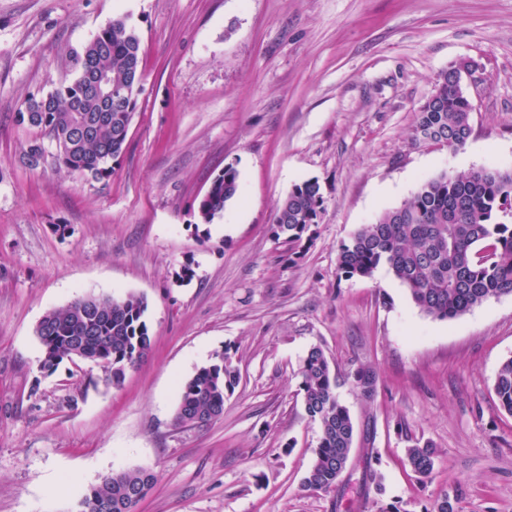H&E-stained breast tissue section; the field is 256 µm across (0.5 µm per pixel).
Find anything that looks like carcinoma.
<instances>
[{"mask_svg": "<svg viewBox=\"0 0 512 512\" xmlns=\"http://www.w3.org/2000/svg\"><path fill=\"white\" fill-rule=\"evenodd\" d=\"M70 57L74 77L46 95L29 98L26 111L18 113L20 123L39 132L23 157H45L47 139L55 145L60 166L98 182L111 176L112 163L128 145L141 91V39L127 18H114L88 44L71 50ZM92 66L107 70L112 78L116 103L110 112L98 111L93 101L85 103L84 112L73 111V105L83 101L81 88ZM471 112V102L456 93L451 74L443 72L434 93L419 108L412 140L461 148L471 135ZM80 116L92 132L75 140L70 129ZM238 191V173L230 166L201 199V221L210 224L223 217ZM324 203L315 179L295 185L277 203L272 230L275 240L288 244V256L296 254ZM382 264L422 312L440 320L457 318L491 298L512 295V170L482 166L422 181L407 200L361 225L339 247L336 270L346 279L370 277ZM147 309L143 296L129 293L121 298L86 295L47 312L35 330L42 368L53 372L64 361H87L104 370L107 382L120 385L126 370L151 350ZM351 377L362 396L371 399L375 372L360 367ZM237 382L231 357L216 355L182 383L174 424L201 426L219 418L224 397ZM336 386V373L324 351L311 348L301 367L300 393L321 431L303 480V487L312 492L335 487L350 459L354 424ZM494 392L499 407L512 414V358L498 369ZM406 458L413 472L428 477L436 448L416 442L407 448ZM155 484V475L145 468L108 474L80 496L78 512H135L132 498L144 500Z\"/></svg>", "mask_w": 512, "mask_h": 512, "instance_id": "1", "label": "carcinoma"}]
</instances>
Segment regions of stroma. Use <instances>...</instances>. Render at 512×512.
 <instances>
[{"label":"stroma","instance_id":"1","mask_svg":"<svg viewBox=\"0 0 512 512\" xmlns=\"http://www.w3.org/2000/svg\"><path fill=\"white\" fill-rule=\"evenodd\" d=\"M121 15L144 63L115 173L29 169L26 99L71 78L69 50ZM465 61L482 77L467 144H413L439 75ZM229 165L238 197L202 223ZM480 166L512 169V0H0V512H75L132 468L157 477L138 512H434L445 493L458 512H512V415L494 393L512 295L437 320L387 267L336 273L360 225ZM308 179L325 210L289 261L274 209ZM129 293L147 299L152 348L121 385L90 362L41 370L47 311ZM315 346L355 427L326 492L302 486L320 441L299 392ZM223 352L239 371L223 415L175 426L181 382ZM417 440L438 450L427 478L406 461Z\"/></svg>","mask_w":512,"mask_h":512}]
</instances>
